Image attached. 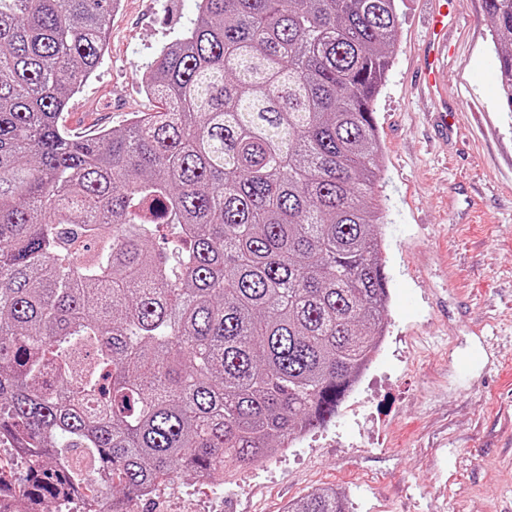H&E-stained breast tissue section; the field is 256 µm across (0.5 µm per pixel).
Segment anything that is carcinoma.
Wrapping results in <instances>:
<instances>
[{
  "label": "carcinoma",
  "instance_id": "1",
  "mask_svg": "<svg viewBox=\"0 0 512 512\" xmlns=\"http://www.w3.org/2000/svg\"><path fill=\"white\" fill-rule=\"evenodd\" d=\"M512 110V0H483ZM112 0H0V512H109L320 427L384 333L375 102L398 0H199L144 90L70 135ZM166 226L170 247L148 243ZM287 512H346L334 488Z\"/></svg>",
  "mask_w": 512,
  "mask_h": 512
}]
</instances>
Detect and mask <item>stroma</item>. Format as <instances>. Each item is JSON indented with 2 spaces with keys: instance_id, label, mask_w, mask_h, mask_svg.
<instances>
[{
  "instance_id": "35a3bbf8",
  "label": "stroma",
  "mask_w": 512,
  "mask_h": 512,
  "mask_svg": "<svg viewBox=\"0 0 512 512\" xmlns=\"http://www.w3.org/2000/svg\"><path fill=\"white\" fill-rule=\"evenodd\" d=\"M376 102L388 327L369 372L324 427L220 480L174 479L133 512H286L315 488L350 512H512V112L483 0H461L442 80L459 128L440 142L417 88L431 0H399ZM198 0H120L108 50L69 101L84 135L152 112L144 85Z\"/></svg>"
}]
</instances>
